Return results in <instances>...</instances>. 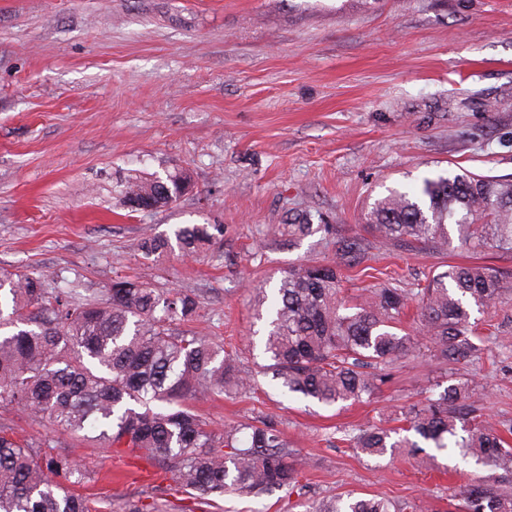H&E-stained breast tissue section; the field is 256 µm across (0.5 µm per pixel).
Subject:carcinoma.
Segmentation results:
<instances>
[{
  "instance_id": "obj_1",
  "label": "carcinoma",
  "mask_w": 512,
  "mask_h": 512,
  "mask_svg": "<svg viewBox=\"0 0 512 512\" xmlns=\"http://www.w3.org/2000/svg\"><path fill=\"white\" fill-rule=\"evenodd\" d=\"M187 176L146 179L127 186L133 211L157 210L184 194ZM365 223L409 247L441 251L454 224L463 247L512 250V180L468 171L425 177L394 190L364 215ZM303 214L288 233L305 236ZM224 232L217 224H188L141 239L149 258L178 247L197 255ZM358 239L343 240L336 260L301 263L283 271L271 293L258 298L268 317L266 373L288 392L326 406L370 399L388 377L386 365L411 357L418 340L397 333L410 297L383 287L354 311L340 298L342 266L365 258ZM512 294V276L486 265H448L417 289L420 330L438 363L455 366L481 351L475 342V308H489ZM196 297L164 293L146 282L119 278L105 299L75 300L46 288L33 273L0 269V406L18 407L72 434L92 430L101 444L145 450L166 462L175 486L204 504L229 491L271 495L299 485L290 459L293 445L271 422L215 430L184 404L186 397L246 391L249 372L209 337L187 324ZM424 402L409 408L403 428L366 425L347 435L349 447L369 457L407 449L423 452L418 439L438 449L460 448L491 472L460 490V512H512V445L471 415L473 389L448 376ZM42 439L20 442L0 430V512H97L95 500L75 490L95 481L62 453L46 455ZM314 512H416L410 502L331 497Z\"/></svg>"
}]
</instances>
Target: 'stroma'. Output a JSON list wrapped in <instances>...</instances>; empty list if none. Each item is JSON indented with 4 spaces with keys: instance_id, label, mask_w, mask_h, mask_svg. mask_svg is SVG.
<instances>
[{
    "instance_id": "stroma-1",
    "label": "stroma",
    "mask_w": 512,
    "mask_h": 512,
    "mask_svg": "<svg viewBox=\"0 0 512 512\" xmlns=\"http://www.w3.org/2000/svg\"><path fill=\"white\" fill-rule=\"evenodd\" d=\"M512 179V0H0V267L103 298L129 276L197 297L192 323L237 353L254 390L191 400L211 428L271 418L294 445L297 487L225 494L205 512H308L332 496L456 512L461 486L487 477L457 449L369 458L342 436L400 425L427 383L446 375L428 348L396 363L367 404L325 406L261 375L257 289L302 261L329 262L338 238L372 247L345 271L342 295L415 288L448 263L512 273V251L396 246L364 227L388 189L454 169ZM190 177L169 207L130 211V181ZM307 213L310 235L286 223ZM220 224L209 250L164 261L138 250L149 231ZM483 352L458 366L476 414L512 443V302L477 314ZM14 436H51L98 472L99 512L126 502L189 506L145 451L68 435L0 407Z\"/></svg>"
}]
</instances>
